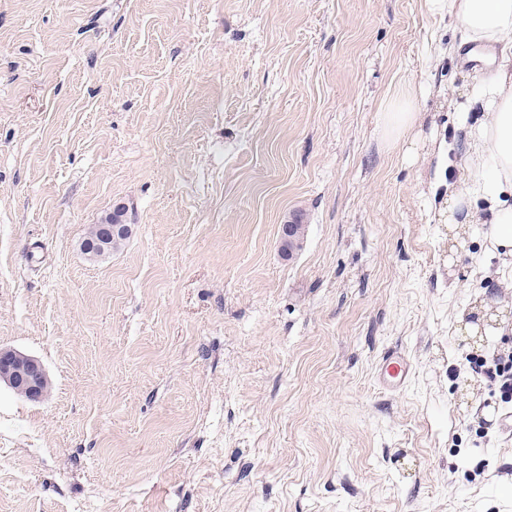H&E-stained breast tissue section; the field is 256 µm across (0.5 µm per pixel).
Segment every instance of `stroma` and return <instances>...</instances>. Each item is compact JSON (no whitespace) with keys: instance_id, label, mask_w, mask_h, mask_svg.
Listing matches in <instances>:
<instances>
[{"instance_id":"obj_1","label":"stroma","mask_w":512,"mask_h":512,"mask_svg":"<svg viewBox=\"0 0 512 512\" xmlns=\"http://www.w3.org/2000/svg\"><path fill=\"white\" fill-rule=\"evenodd\" d=\"M458 28L427 0H0V346L53 384L0 386V512H512L508 405L468 363L502 338L466 325L512 326L485 278L512 258L448 223L495 68ZM411 102H392L386 109V124L397 137L413 122L415 113ZM130 229L128 224H103L101 233L90 244H86V250L92 253L104 252L105 247L112 241L127 235ZM411 373V365L398 350L386 352L379 364L378 380L388 389L401 390L406 386Z\"/></svg>"}]
</instances>
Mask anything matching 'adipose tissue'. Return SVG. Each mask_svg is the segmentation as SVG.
<instances>
[{
	"mask_svg": "<svg viewBox=\"0 0 512 512\" xmlns=\"http://www.w3.org/2000/svg\"><path fill=\"white\" fill-rule=\"evenodd\" d=\"M431 12L445 13L460 23L459 43L512 52V0H427ZM492 120L469 127L463 168L471 180L454 196L451 221L470 224L469 197L480 195L487 204L485 222L494 247L512 255V70L500 67L483 90Z\"/></svg>",
	"mask_w": 512,
	"mask_h": 512,
	"instance_id": "adipose-tissue-1",
	"label": "adipose tissue"
}]
</instances>
